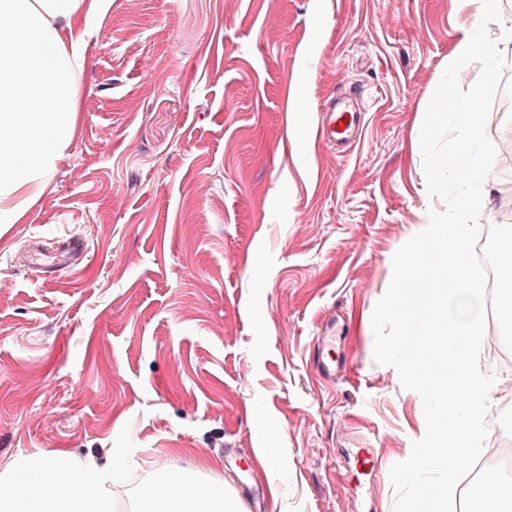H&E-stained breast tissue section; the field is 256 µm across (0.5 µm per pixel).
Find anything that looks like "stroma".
<instances>
[{
    "instance_id": "35a3bbf8",
    "label": "stroma",
    "mask_w": 512,
    "mask_h": 512,
    "mask_svg": "<svg viewBox=\"0 0 512 512\" xmlns=\"http://www.w3.org/2000/svg\"><path fill=\"white\" fill-rule=\"evenodd\" d=\"M84 66L69 146L0 224V468L65 451L134 478L204 468L252 484L249 512H393L381 479L348 481L359 439L405 460L422 400L374 360L389 257L429 209L419 134L476 17L463 0H81ZM486 123L512 140V43ZM233 95H225L226 86ZM366 110L323 143L324 101ZM307 121L288 133L291 113ZM512 223L495 166L481 223ZM84 241L69 251L70 236ZM267 259L263 295L249 276ZM337 311L336 378L316 338ZM278 436L259 465L258 425Z\"/></svg>"
}]
</instances>
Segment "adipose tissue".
Returning <instances> with one entry per match:
<instances>
[{"label": "adipose tissue", "instance_id": "adipose-tissue-1", "mask_svg": "<svg viewBox=\"0 0 512 512\" xmlns=\"http://www.w3.org/2000/svg\"><path fill=\"white\" fill-rule=\"evenodd\" d=\"M80 0H0V217L17 190L44 177L69 142L77 110ZM473 512H512V480L472 483Z\"/></svg>", "mask_w": 512, "mask_h": 512}]
</instances>
